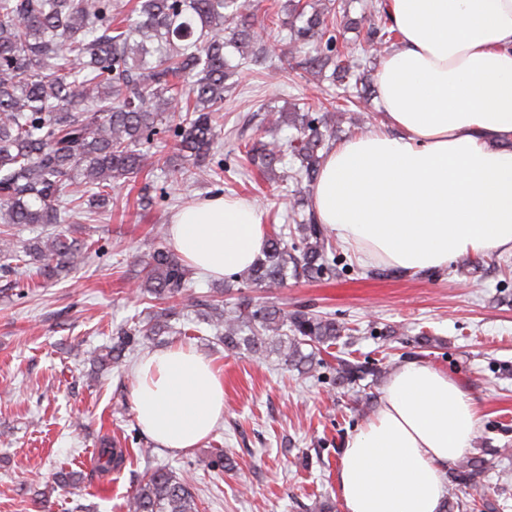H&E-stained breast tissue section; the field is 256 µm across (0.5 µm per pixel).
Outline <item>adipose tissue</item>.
<instances>
[{
  "label": "adipose tissue",
  "mask_w": 512,
  "mask_h": 512,
  "mask_svg": "<svg viewBox=\"0 0 512 512\" xmlns=\"http://www.w3.org/2000/svg\"><path fill=\"white\" fill-rule=\"evenodd\" d=\"M398 43L377 72L380 131L326 155L313 207L340 242L406 274L512 252V0H386ZM173 243L194 270L237 274L267 227L250 202L207 197L176 211ZM142 432L162 448L198 447L224 419V377L193 348L172 345L134 367ZM473 398L414 359L349 434L336 471L344 512H443L448 469L472 448Z\"/></svg>",
  "instance_id": "obj_1"
}]
</instances>
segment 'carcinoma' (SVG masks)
<instances>
[{
  "mask_svg": "<svg viewBox=\"0 0 512 512\" xmlns=\"http://www.w3.org/2000/svg\"><path fill=\"white\" fill-rule=\"evenodd\" d=\"M283 15L276 25L287 30L294 49L306 50L305 72L326 78L333 94L291 110L262 107L269 127L295 133L285 146L250 143L240 135L237 149L240 165L300 188L320 171L336 104L347 112L374 96L367 64L389 51L395 31L385 8L372 3L369 15L359 20L366 25L362 43H347L340 51L341 31L354 24L347 0H285ZM237 55L265 76L277 75L256 31L252 0H134L128 10L120 0H0V224L6 226L0 230V268L11 270L12 262L28 257L44 262L41 276L54 278L76 267L90 245L54 232L65 211L105 212L112 190L140 174L141 146L169 128L175 114L180 121L173 129L168 178L205 161L224 129L225 94L235 88L240 69ZM62 198L64 211L58 208ZM290 219L300 245L288 246L290 225L273 231L255 262L237 274L243 287L279 288L290 275L336 274V259L328 257L336 248L306 192H297ZM21 224H40L43 234L20 244L12 226ZM140 263L144 276L138 288L162 308L93 356L100 369L120 368L126 354L170 329L178 307L189 299L193 272L174 251L157 248ZM192 306L202 311L224 347L255 355L274 351L300 372L312 371L321 348L335 345L344 332L327 316L256 307L246 296L229 307L202 296ZM370 374L363 363L337 360L343 386ZM126 453L102 439L89 477L121 469ZM486 469L485 459L471 457L451 475L476 491ZM127 508L198 512L197 487L187 476L156 467L139 481Z\"/></svg>",
  "mask_w": 512,
  "mask_h": 512,
  "instance_id": "1",
  "label": "carcinoma"
}]
</instances>
